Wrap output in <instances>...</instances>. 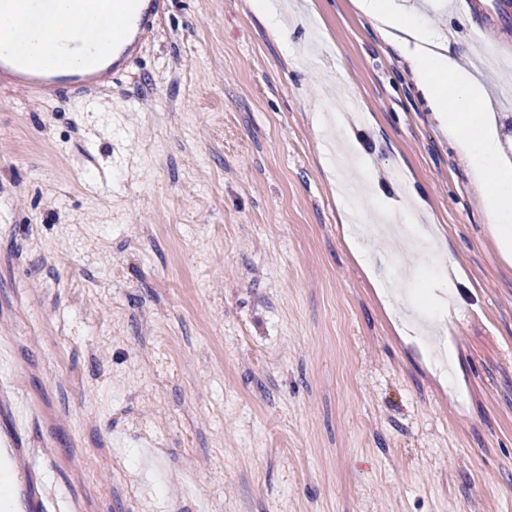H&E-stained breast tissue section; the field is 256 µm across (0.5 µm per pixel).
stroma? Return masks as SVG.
<instances>
[{
  "mask_svg": "<svg viewBox=\"0 0 512 512\" xmlns=\"http://www.w3.org/2000/svg\"><path fill=\"white\" fill-rule=\"evenodd\" d=\"M165 0L88 95L0 83V378L70 512H512V264L408 65L351 0ZM503 0H410L512 115ZM344 114L429 237L347 248ZM423 197L418 207L409 190ZM416 195V196H417ZM428 316L425 348L394 317ZM251 7L255 15L264 23L275 41L279 44L284 57L290 56V40L288 31L279 26V14L270 0H251Z\"/></svg>",
  "mask_w": 512,
  "mask_h": 512,
  "instance_id": "obj_1",
  "label": "stroma"
}]
</instances>
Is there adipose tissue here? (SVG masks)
I'll return each instance as SVG.
<instances>
[{
  "mask_svg": "<svg viewBox=\"0 0 512 512\" xmlns=\"http://www.w3.org/2000/svg\"><path fill=\"white\" fill-rule=\"evenodd\" d=\"M354 9L408 64L416 85L442 131L447 132L481 187L490 231L504 259L512 258V167L500 155V143L486 88L480 78L461 69L446 39L427 27L408 0H352ZM60 15H46L19 45V52L80 67L86 58L104 53L109 30L89 23L66 35V45L47 43L43 32L57 27ZM82 44L72 52L71 42Z\"/></svg>",
  "mask_w": 512,
  "mask_h": 512,
  "instance_id": "1",
  "label": "adipose tissue"
}]
</instances>
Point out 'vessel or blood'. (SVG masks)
<instances>
[{"mask_svg":"<svg viewBox=\"0 0 512 512\" xmlns=\"http://www.w3.org/2000/svg\"><path fill=\"white\" fill-rule=\"evenodd\" d=\"M164 0H147L131 6L130 0H71V11L64 20L66 28L81 26L88 14L113 30L112 48L93 57L83 69L66 75L41 65L33 58L8 57L0 53V72L16 73L21 87L31 94L49 90L65 92L68 88L90 89L103 78L122 72L127 60L141 48L142 36L153 26ZM54 6V0H0V13L15 18L8 36L14 40L26 38L31 28ZM26 430L21 420L8 422L0 436V471L19 477L13 499L0 507V512H63L56 498L46 488L40 469L27 462V449L16 443Z\"/></svg>","mask_w":512,"mask_h":512,"instance_id":"obj_1","label":"vessel or blood"}]
</instances>
